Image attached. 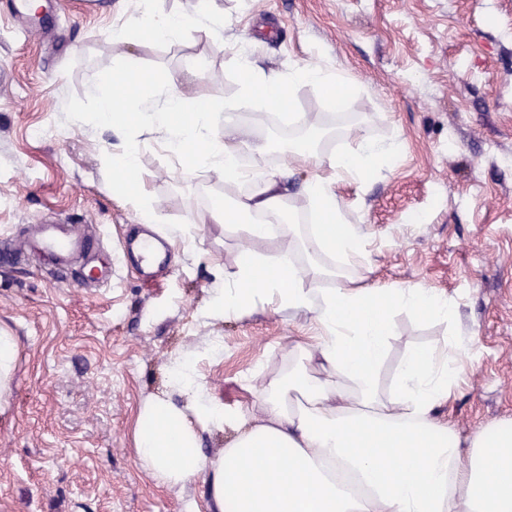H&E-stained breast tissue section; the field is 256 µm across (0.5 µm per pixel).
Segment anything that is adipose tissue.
<instances>
[{"mask_svg":"<svg viewBox=\"0 0 512 512\" xmlns=\"http://www.w3.org/2000/svg\"><path fill=\"white\" fill-rule=\"evenodd\" d=\"M224 16L199 0L194 13L150 12L113 30L115 41H171L195 32L213 50L224 48ZM238 69L243 92L276 110L296 86L322 92L337 108L349 87L338 70L306 62L289 72L264 70L247 52ZM97 121L135 122L161 134L167 150L203 169L216 182L250 184L247 193L214 202L208 219L229 224L240 238L274 241L297 235L296 225L267 218L287 210L282 177L239 166L242 131L235 114L187 89L117 70L90 89ZM317 135L294 138L288 152L316 169L304 187L316 226L294 248L244 255L220 275L207 316L242 318L265 306L308 319L287 370L252 388L243 409L225 405L199 377L192 356L169 368L170 390L145 398L136 414L134 443L140 467L162 487L201 480L208 512H512V421L461 436L438 410L456 396L470 351L461 333L433 347L406 351L391 391L380 372L396 312L455 323L454 300L421 285H365L334 274L320 257L354 266L364 239L346 218L336 186L373 179L395 145L359 137L354 149L320 152ZM124 201L154 221L139 143L126 141L109 159ZM334 287H323L327 278ZM226 433L223 448L205 455L201 434Z\"/></svg>","mask_w":512,"mask_h":512,"instance_id":"1","label":"adipose tissue"}]
</instances>
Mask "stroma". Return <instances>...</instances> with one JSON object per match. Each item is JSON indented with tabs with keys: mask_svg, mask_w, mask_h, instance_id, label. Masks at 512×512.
Listing matches in <instances>:
<instances>
[{
	"mask_svg": "<svg viewBox=\"0 0 512 512\" xmlns=\"http://www.w3.org/2000/svg\"><path fill=\"white\" fill-rule=\"evenodd\" d=\"M227 20L224 49L195 33L127 46L114 28L148 11L191 12L197 0H40L17 20L0 10V239H25L65 220L95 233L87 263L112 278L88 284L49 274L24 251L0 265V328L17 339L10 392L0 401V512H202L203 485L157 486L136 458L134 415L166 390L168 367L191 353L210 392L249 407L250 386L287 368L306 329L267 307L243 318H203L215 271H233L248 243L223 224L199 227V251L171 246L166 274L145 281L125 254L149 228L207 214L238 185L184 173L160 134L97 123L90 86L113 70L162 75L236 113L243 138L287 143L278 112L248 107L236 58L248 49L263 69L315 61L351 80L345 105L329 109L314 88L294 98L322 129L319 149L355 135L396 142L385 176L340 183L349 222L364 233L353 276L420 284L451 297L458 324L394 317L381 373L390 386L407 349L435 346L463 329L473 345L467 379L442 410L461 435L512 420V0H213ZM43 136H35V129ZM140 142L155 221L110 185L109 155ZM249 165L288 171L283 189L296 224L314 220L301 194L312 164L252 153ZM220 343L206 351V341Z\"/></svg>",
	"mask_w": 512,
	"mask_h": 512,
	"instance_id": "1",
	"label": "stroma"
}]
</instances>
